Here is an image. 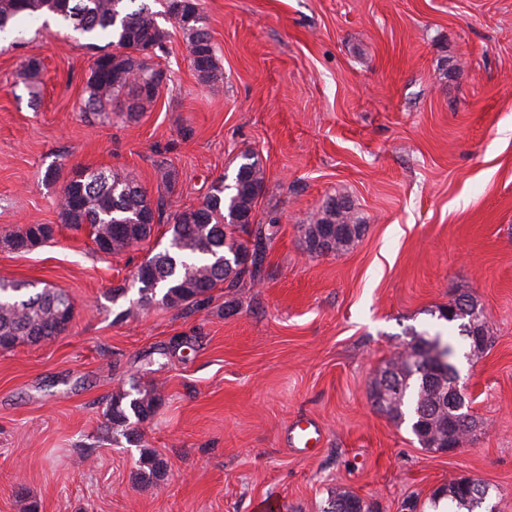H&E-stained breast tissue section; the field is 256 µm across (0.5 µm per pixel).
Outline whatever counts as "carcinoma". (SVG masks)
<instances>
[{
	"label": "carcinoma",
	"instance_id": "carcinoma-1",
	"mask_svg": "<svg viewBox=\"0 0 512 512\" xmlns=\"http://www.w3.org/2000/svg\"><path fill=\"white\" fill-rule=\"evenodd\" d=\"M0 0V32L18 16L47 12L82 35H108L112 50L100 49L84 86L82 116L102 122L117 118L132 123L151 108L155 94L146 91L165 70L155 64L164 51L166 32L158 18L165 15L181 28L189 50L205 62L198 76L211 85L223 79L216 49L200 11L198 0ZM158 4L156 10L152 4ZM231 182L213 183L202 205L168 214L171 238L163 250L148 256L137 267L139 305L160 303L166 307H194L208 301L219 286L236 288L245 280L257 282L267 249L275 236V222L257 220L256 207L265 190V171L259 155L245 151ZM341 205L321 206L304 225L307 249L319 244L318 254L341 253L364 230L352 201L330 196ZM60 223L75 229H93L96 249L107 255L130 251L152 238L168 203L152 202L133 179L115 171L77 169L63 186L56 203ZM53 241L48 224H27L10 233L6 243L28 252ZM456 311L438 309L437 319L456 326L463 336L469 309L479 304L471 294L454 300ZM73 320V304L60 288L28 286L0 279V349L20 343H39L67 332ZM412 339L398 357L377 371L371 385L372 404L390 418L410 420L411 432L426 450L448 441V433L463 442L475 432L472 420L460 419L448 409V372L452 346L442 332L411 331ZM161 396L131 381L129 388L112 394L104 414V427L129 443L141 440L139 426L154 415ZM164 463L153 454L141 458V480L157 486ZM448 512H480L484 500L474 488L459 480L450 483ZM322 512H372L361 497L340 488L332 492Z\"/></svg>",
	"mask_w": 512,
	"mask_h": 512
}]
</instances>
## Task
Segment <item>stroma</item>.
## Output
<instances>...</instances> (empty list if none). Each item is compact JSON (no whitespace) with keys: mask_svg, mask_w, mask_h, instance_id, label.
Returning <instances> with one entry per match:
<instances>
[{"mask_svg":"<svg viewBox=\"0 0 512 512\" xmlns=\"http://www.w3.org/2000/svg\"><path fill=\"white\" fill-rule=\"evenodd\" d=\"M223 80L202 84L175 20L158 57L170 75L138 122L85 121L88 37L20 16L0 38V278L67 291L71 329L0 351V512L26 489L39 512H321L345 488L373 512H404L460 478L512 512V0H201ZM39 103H32V92ZM258 153L275 221L258 285L200 308L113 298L152 251L95 249L61 224L73 170L131 175L173 208L199 207L241 152ZM345 195L365 229L345 253L309 255L302 226ZM51 224L52 243L5 236ZM470 291L491 347L452 359L484 431L458 453L420 448L371 405L377 369L410 330H447L431 310ZM136 377L162 401L142 442L113 439L104 413ZM313 420L312 454L286 439ZM91 449L84 458L83 449ZM163 459L160 488L142 449ZM53 231L50 224H27L10 233L6 243L13 250L28 252L32 247H40L53 241ZM141 480L148 486H158L164 476V463L154 454H144L141 458Z\"/></svg>","mask_w":512,"mask_h":512,"instance_id":"35a3bbf8","label":"stroma"}]
</instances>
